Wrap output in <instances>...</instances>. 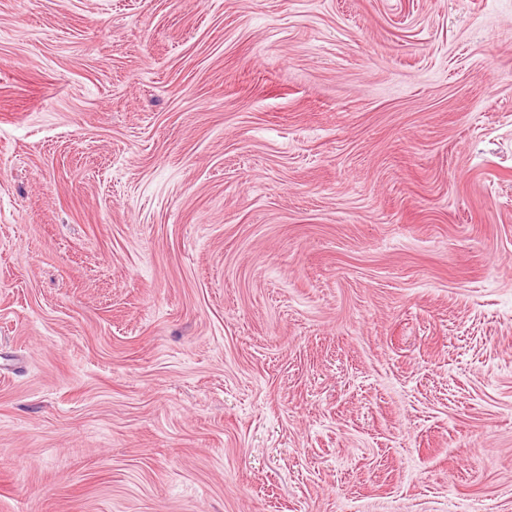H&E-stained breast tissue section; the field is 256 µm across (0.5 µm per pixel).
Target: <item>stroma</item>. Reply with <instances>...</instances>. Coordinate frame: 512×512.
<instances>
[{
  "label": "stroma",
  "instance_id": "stroma-1",
  "mask_svg": "<svg viewBox=\"0 0 512 512\" xmlns=\"http://www.w3.org/2000/svg\"><path fill=\"white\" fill-rule=\"evenodd\" d=\"M0 512H512V0H0Z\"/></svg>",
  "mask_w": 512,
  "mask_h": 512
}]
</instances>
